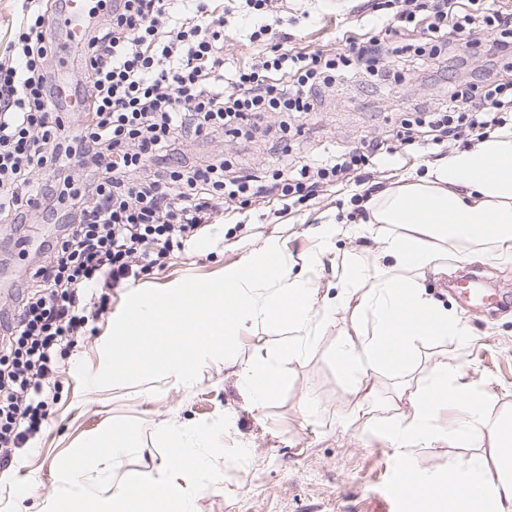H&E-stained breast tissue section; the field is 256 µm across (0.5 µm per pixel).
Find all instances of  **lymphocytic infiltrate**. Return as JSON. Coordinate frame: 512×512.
<instances>
[{"label":"lymphocytic infiltrate","mask_w":512,"mask_h":512,"mask_svg":"<svg viewBox=\"0 0 512 512\" xmlns=\"http://www.w3.org/2000/svg\"><path fill=\"white\" fill-rule=\"evenodd\" d=\"M363 39L336 53L294 51L275 43L248 68L224 75V17L174 0H97L96 20L74 50L78 79L61 86L54 67L64 0H23L16 32L0 53V223L30 212L67 225L26 294L0 317V467L47 426L48 395L66 352L85 332L86 291L137 280L200 234L222 208L251 199H314L389 151L371 139L308 160L290 159L265 177L229 171L223 161L189 166L176 140L217 132L269 134L271 116L315 111L348 74L400 78L408 65L465 67L484 75L451 84L447 106L404 120L395 133L417 150L498 127L512 107V7L463 0H402ZM68 89L80 111L60 104Z\"/></svg>","instance_id":"lymphocytic-infiltrate-1"}]
</instances>
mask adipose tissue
I'll return each mask as SVG.
<instances>
[{"instance_id":"1","label":"adipose tissue","mask_w":512,"mask_h":512,"mask_svg":"<svg viewBox=\"0 0 512 512\" xmlns=\"http://www.w3.org/2000/svg\"><path fill=\"white\" fill-rule=\"evenodd\" d=\"M366 207L370 223L386 227L378 236L379 259L343 266L337 303H320L313 280L293 274L285 246L272 238L226 266L217 282L172 283L116 312L113 377L131 366L146 377L162 371L183 380L200 361L220 355L225 365H240L252 404L260 408L281 388L280 359L298 355L304 336L330 324L341 309L349 312L351 327L336 349V368L357 404H364L373 394L372 372L407 367L420 337L468 334L424 292V272L435 265L441 244L477 246L491 262L512 260V128L449 153ZM249 324L271 330L275 339L268 351L241 362L233 344ZM404 399L408 408L392 416L389 430L399 444V484L413 500L431 512H512V415L494 412V395L462 380L459 366L441 362ZM450 404L462 417L440 427L439 412ZM436 438L485 442L489 451L441 473L416 470L407 444Z\"/></svg>"}]
</instances>
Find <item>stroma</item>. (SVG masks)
I'll return each mask as SVG.
<instances>
[{
  "mask_svg": "<svg viewBox=\"0 0 512 512\" xmlns=\"http://www.w3.org/2000/svg\"><path fill=\"white\" fill-rule=\"evenodd\" d=\"M376 19L367 0H285L282 8L265 17L272 35H287L289 46L327 51L338 48L341 29L366 31ZM225 20L224 71L229 74L250 66L262 46L250 42V30L239 12ZM462 78L459 72L443 77L417 68L407 71L401 82L345 77L317 112L298 118L301 133L295 151L313 158L372 138L391 140L406 110L447 105L449 84ZM458 147L451 140L416 152L401 149L363 175L368 183L388 187L424 174ZM183 150L193 163L223 158L253 170H270L278 163L270 141L227 134L187 143ZM362 191V185L349 180L313 200L290 198L216 213L198 239L167 255L162 270L109 289L106 311L90 315L83 341L65 359L67 370L49 403L46 430L31 447L18 449L9 467L0 469V512H47L58 488L59 459L113 419L130 417L142 424L139 450L136 456L124 457L121 470L156 476L164 465L155 439L159 427L189 426L222 414L229 418L224 444L245 446L249 459L242 465L224 464L223 481L195 496L194 512H397L391 496L397 485V442L383 427L353 413L347 384L336 369V346L350 325L348 314L337 313L332 323L308 336L299 355L281 360V389L259 409L252 407L237 368L225 367L220 358L186 381L162 374H132L117 381L106 377L117 341L112 334L116 311L142 292L173 282L192 287L216 281L225 266L242 261L267 239L285 244L296 273L303 271L305 255L323 249V263L312 278L320 295L337 298L342 264L352 255L371 262L377 242L370 235L353 239L338 234L323 244L315 229L348 218L352 197ZM61 230V225L37 214L19 228L0 223V309L11 307L35 268L50 257L49 246ZM465 262L479 265L490 287L512 296V262L491 264L475 254L464 261L456 248H449L437 271L427 274L426 293L464 323L470 335L463 343L453 336L421 337L410 367L400 373L375 372L372 406L378 416L392 415L397 390L405 384L420 386L430 367L442 361L460 363L466 380L496 395V410L512 411V305L493 314L463 308L449 294L448 281ZM480 450L477 443L453 445L444 439L410 448L417 466L430 473L446 471L449 464ZM33 476L39 490L34 497H24L21 490Z\"/></svg>",
  "mask_w": 512,
  "mask_h": 512,
  "instance_id": "35a3bbf8",
  "label": "stroma"
}]
</instances>
